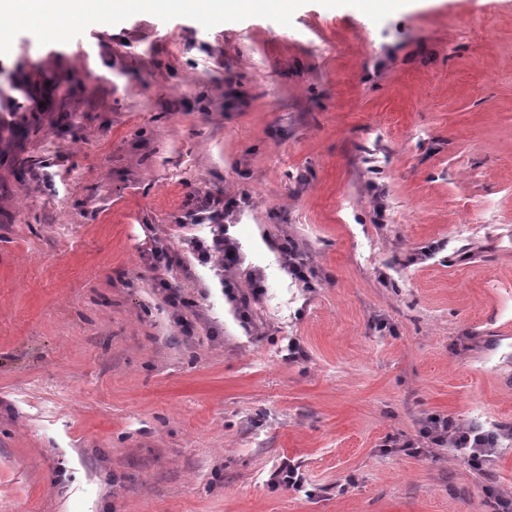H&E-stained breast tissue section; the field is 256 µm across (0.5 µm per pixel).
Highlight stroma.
I'll use <instances>...</instances> for the list:
<instances>
[{"label":"stroma","instance_id":"stroma-1","mask_svg":"<svg viewBox=\"0 0 512 512\" xmlns=\"http://www.w3.org/2000/svg\"><path fill=\"white\" fill-rule=\"evenodd\" d=\"M0 85L51 59L84 87L0 161V512H491L425 451L431 414L512 427V0H293L13 27ZM247 196L243 328L183 252L187 195ZM293 237L315 270L290 279ZM199 307L186 337L156 285ZM435 247L417 262L416 252ZM307 357L285 358L289 339ZM417 453L406 449V442ZM306 492L268 485L282 459Z\"/></svg>","mask_w":512,"mask_h":512}]
</instances>
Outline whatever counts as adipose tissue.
<instances>
[{"instance_id":"ef3b65f1","label":"adipose tissue","mask_w":512,"mask_h":512,"mask_svg":"<svg viewBox=\"0 0 512 512\" xmlns=\"http://www.w3.org/2000/svg\"><path fill=\"white\" fill-rule=\"evenodd\" d=\"M184 5L185 0H0V19L13 27L37 25L46 38L60 42L71 21L99 16L111 21L132 10H179Z\"/></svg>"}]
</instances>
